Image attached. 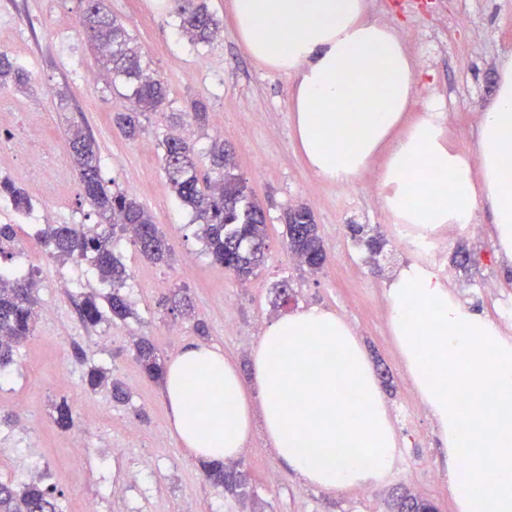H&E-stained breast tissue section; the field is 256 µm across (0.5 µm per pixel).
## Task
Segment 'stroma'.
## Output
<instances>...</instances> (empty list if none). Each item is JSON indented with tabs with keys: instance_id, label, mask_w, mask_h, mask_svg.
<instances>
[{
	"instance_id": "35a3bbf8",
	"label": "stroma",
	"mask_w": 512,
	"mask_h": 512,
	"mask_svg": "<svg viewBox=\"0 0 512 512\" xmlns=\"http://www.w3.org/2000/svg\"><path fill=\"white\" fill-rule=\"evenodd\" d=\"M221 23L215 48H195L155 0H108L114 18L125 25L148 73L163 79L180 110L203 103L209 123L198 129L185 119L177 132L204 155L212 139L232 149L237 170L266 210L268 250L263 266L247 281L213 264L196 236L192 216L176 201L163 170L159 138L163 113L147 114L144 134L129 139L113 115L131 111L123 85L90 83L96 55L81 26L83 0H0V44L27 72V91L0 98L10 132L30 140L44 162L32 173L0 143V180L9 179L29 195L42 224H93L97 215L79 194L67 133L85 123L101 157V176L136 197L173 246L168 263L145 260L130 240L116 251L130 272L124 291L134 309L123 321L85 325L75 311L90 274L85 261H59L42 250L36 229L15 225L26 263L41 286L40 304L55 316L40 321L15 352L8 376L0 379V483L21 484L39 474L63 493L62 512H390L396 489L433 501L439 512H456L448 488V453L436 425L408 378L390 326L387 288L417 257L395 246L387 229L391 216L376 186L386 162L378 154L357 178L337 184L306 165L291 123V82L254 61L239 44L227 0H203ZM369 21L398 27L414 68L429 80L415 87V111L439 100L445 106L449 140L475 155L483 114L493 100L497 64L512 53V0H428L408 9L405 0H366ZM311 210L328 261L311 273L297 265L285 246L289 208ZM363 225L354 234L352 225ZM382 246L372 260L366 238ZM449 251L466 247L473 264L455 268L447 286L512 335V319H502L483 284L512 296V273L496 252L488 210H480L466 229L450 232ZM73 279L69 292L55 289ZM287 283L291 308L319 306L336 311L353 327L372 364L393 425L398 453L384 483L329 494L302 482L255 436L234 466L248 473L258 501H242L206 481L200 464L178 448L168 427L162 383L147 378L133 356L134 337H149L164 359L186 344L223 350L241 368L265 325L280 316L275 290ZM186 289L192 315L159 307L170 289ZM110 368L129 392L117 403L85 382L87 367ZM68 397L75 425L59 430L52 405ZM97 420L95 436L81 433ZM137 489L122 492L131 471Z\"/></svg>"
}]
</instances>
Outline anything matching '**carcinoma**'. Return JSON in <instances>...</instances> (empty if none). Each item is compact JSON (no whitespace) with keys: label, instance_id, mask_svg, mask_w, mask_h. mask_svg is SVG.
<instances>
[{"label":"carcinoma","instance_id":"carcinoma-1","mask_svg":"<svg viewBox=\"0 0 512 512\" xmlns=\"http://www.w3.org/2000/svg\"><path fill=\"white\" fill-rule=\"evenodd\" d=\"M177 27L195 46L209 47L220 34V23L203 5L194 0H172ZM82 25L91 50L101 67L114 79H121L133 99L134 112H119L116 126L133 138L143 131L139 116L148 112H166L172 100L164 83L144 74L141 56L130 47L132 38L123 24L112 17L107 0H85ZM28 75L9 53L0 51V92L27 83ZM69 147L77 171L80 195L89 202L100 221L95 224H46L38 238L52 249L60 260L74 257L93 259L98 279L112 287L104 296L111 317L124 320L132 315L131 305L122 292L129 273L114 254L119 238L129 232L141 254L155 263L167 261L171 246L152 216L135 198L103 181L100 159L94 139L85 128L73 124L68 130ZM163 169L177 199L193 214L198 223L197 238L209 257L239 279H247L264 263L266 257V215L252 199L246 181L236 172L233 156L220 141L212 142L208 152L209 166L199 167L193 146L180 137L164 135L159 139ZM0 198L8 200L15 210L28 212L30 198L13 183L0 180ZM286 241L289 251L317 264L327 260L318 225L311 221L306 208L298 207L286 214ZM15 231L9 224L0 225V269L12 258L7 245ZM33 274L10 280L0 277V368L13 362L16 346L32 336L38 320ZM82 320L96 326L106 320L98 304V296L90 291L79 306ZM134 356L143 373L154 381L163 379L164 363L154 345L145 337L134 344ZM86 383L92 390L106 389L112 399H129L123 384L102 368L91 367ZM58 428L74 426V415L68 398L53 406ZM206 479L224 486L229 494H249L250 479L238 469L221 462H203ZM60 491L35 477L20 486L0 484V512H60ZM394 512H435L427 499L400 497Z\"/></svg>","mask_w":512,"mask_h":512}]
</instances>
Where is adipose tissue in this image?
Listing matches in <instances>:
<instances>
[{"instance_id": "adipose-tissue-1", "label": "adipose tissue", "mask_w": 512, "mask_h": 512, "mask_svg": "<svg viewBox=\"0 0 512 512\" xmlns=\"http://www.w3.org/2000/svg\"><path fill=\"white\" fill-rule=\"evenodd\" d=\"M236 35L261 65L292 82L294 134L327 180L359 176L381 148L382 200L406 224H468L488 206L500 256L512 261V54L477 143L478 165L447 137L440 104L411 125L419 75L393 27L367 21L365 0H228ZM405 368L465 466L449 476L457 512H512V336L466 306L438 275L401 271L388 288ZM470 396L459 407L455 393ZM209 409L197 414L191 395ZM164 401L177 445L194 459L237 458L261 429L276 458L328 493L384 482L396 442L364 349L336 312L308 307L268 323L248 371L220 348L187 345L165 366Z\"/></svg>"}]
</instances>
